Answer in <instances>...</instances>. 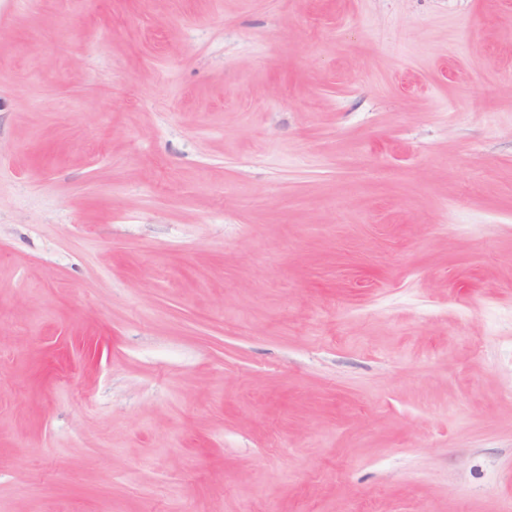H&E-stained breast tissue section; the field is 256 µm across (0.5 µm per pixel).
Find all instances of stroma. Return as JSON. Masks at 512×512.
Instances as JSON below:
<instances>
[{"mask_svg": "<svg viewBox=\"0 0 512 512\" xmlns=\"http://www.w3.org/2000/svg\"><path fill=\"white\" fill-rule=\"evenodd\" d=\"M0 512H512V0H0Z\"/></svg>", "mask_w": 512, "mask_h": 512, "instance_id": "35a3bbf8", "label": "stroma"}]
</instances>
